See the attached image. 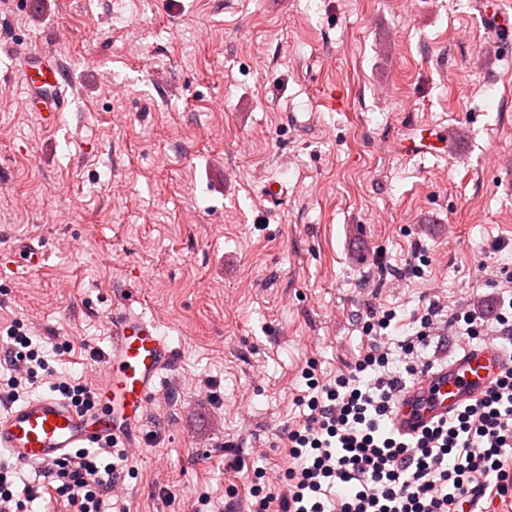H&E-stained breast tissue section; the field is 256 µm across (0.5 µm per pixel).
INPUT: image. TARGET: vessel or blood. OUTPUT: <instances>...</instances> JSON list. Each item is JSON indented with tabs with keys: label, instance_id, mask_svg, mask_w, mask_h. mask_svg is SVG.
Wrapping results in <instances>:
<instances>
[{
	"label": "vessel or blood",
	"instance_id": "vessel-or-blood-1",
	"mask_svg": "<svg viewBox=\"0 0 512 512\" xmlns=\"http://www.w3.org/2000/svg\"><path fill=\"white\" fill-rule=\"evenodd\" d=\"M480 9L491 23L495 38L512 43V15L503 6L482 0ZM20 75L27 87L25 107L31 112H61L63 73L57 62L38 56L25 59ZM448 146L446 132L421 125L400 145L403 154H438ZM46 253L26 244L7 261L11 270L24 273L43 267ZM177 357L159 324L147 318L131 296L116 300L112 336L103 355L105 372L95 386L97 406L84 413L55 392H44L0 410V459L34 466L92 448L105 440L127 447L136 440L135 426L155 395L161 374ZM495 343L463 346L449 361L430 366L397 401L392 425L407 436L420 433L431 422L474 403L492 386L507 364Z\"/></svg>",
	"mask_w": 512,
	"mask_h": 512
}]
</instances>
